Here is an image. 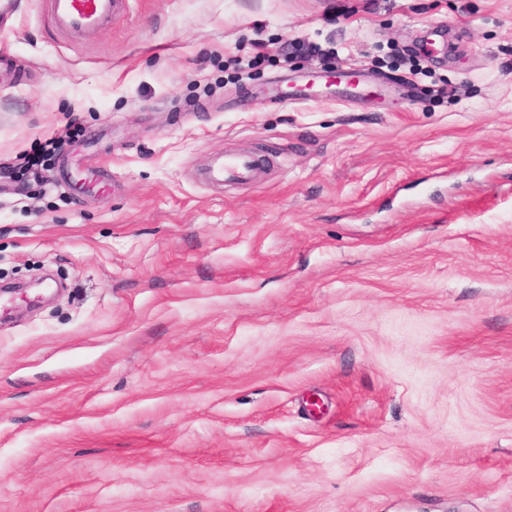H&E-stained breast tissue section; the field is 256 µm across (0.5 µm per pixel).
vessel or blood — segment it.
I'll return each instance as SVG.
<instances>
[{
    "label": "vessel or blood",
    "instance_id": "obj_1",
    "mask_svg": "<svg viewBox=\"0 0 512 512\" xmlns=\"http://www.w3.org/2000/svg\"><path fill=\"white\" fill-rule=\"evenodd\" d=\"M47 17L60 33L81 38L107 28L123 10L125 0H45ZM260 174L256 161L248 155H225L209 171L215 183L257 179Z\"/></svg>",
    "mask_w": 512,
    "mask_h": 512
}]
</instances>
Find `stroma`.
Masks as SVG:
<instances>
[{
    "label": "stroma",
    "instance_id": "35a3bbf8",
    "mask_svg": "<svg viewBox=\"0 0 512 512\" xmlns=\"http://www.w3.org/2000/svg\"><path fill=\"white\" fill-rule=\"evenodd\" d=\"M9 3L0 512H512V0ZM126 0H45L47 17L60 33L81 38L107 28ZM260 170L249 155L224 154V161L216 163L208 173V179L215 183L257 179Z\"/></svg>",
    "mask_w": 512,
    "mask_h": 512
}]
</instances>
